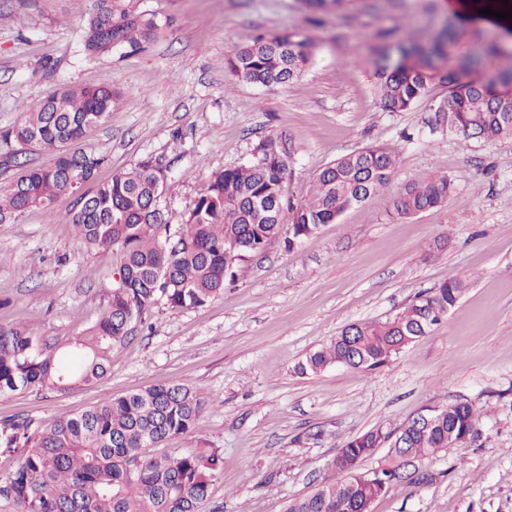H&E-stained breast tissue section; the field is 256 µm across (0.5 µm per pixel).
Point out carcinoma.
<instances>
[{
    "mask_svg": "<svg viewBox=\"0 0 512 512\" xmlns=\"http://www.w3.org/2000/svg\"><path fill=\"white\" fill-rule=\"evenodd\" d=\"M347 0H303L312 21L345 7ZM169 24L166 17L137 10V0H93L82 33L89 56L136 47ZM459 31L449 23L434 39L386 41L375 49L374 74L382 107L403 112L427 98L436 85L447 94L425 121L429 133L469 140L512 138V51L480 29L474 49L456 54ZM315 43L288 33L259 37L228 57L240 82L291 84L309 66ZM116 93L106 88L71 86L26 109L24 120L4 138L53 151L49 168L21 165L23 172L0 193V220L33 206L51 207L73 191L70 176L94 181L104 158L82 147L87 128L107 121ZM260 158L212 175L193 209L176 227L165 222L158 202L167 177L159 160L147 159L119 173L91 194L74 201L68 222L82 250L119 247L122 285L112 289L109 308L95 325L66 346L27 327L0 326V395L27 389L69 391L103 377L114 351L163 303L192 309L224 296L238 264L282 238L288 249L334 224L349 209L386 187L394 174L392 150L371 146L325 164L311 193L295 202L286 194L290 153L270 138ZM453 192L445 175L432 174L405 185L394 207L411 218L442 206ZM463 289L445 281L419 294L384 321L354 324L298 364L302 374L333 365L374 371L389 364L416 339L427 335ZM204 397L182 382L159 384L107 401L43 430L32 422L9 421L0 441L20 449L23 460L0 482V504L14 512H201L209 485L221 465L216 448L157 454L154 449L189 433L206 409ZM483 413L468 401L440 407L429 427L411 418L400 431L402 452L424 460L442 451L480 447L485 442ZM387 430L378 427L346 440L331 466L351 471L288 502L285 512H359L396 487L388 456L370 476L359 469L373 455Z\"/></svg>",
    "mask_w": 512,
    "mask_h": 512,
    "instance_id": "obj_1",
    "label": "carcinoma"
}]
</instances>
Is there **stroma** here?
<instances>
[{"label": "stroma", "instance_id": "1", "mask_svg": "<svg viewBox=\"0 0 512 512\" xmlns=\"http://www.w3.org/2000/svg\"><path fill=\"white\" fill-rule=\"evenodd\" d=\"M444 0H352L321 24L299 0H140L171 16L157 38L95 59L82 47L89 0H0V134L24 110L69 85L119 98L84 147L105 182L136 163L167 166V223L193 208L212 173L256 160L268 138L294 149L287 193L303 200L318 170L370 145L396 154L389 187L285 250L242 262L221 298L194 309L153 307L99 380L69 392L0 396V423L46 427L139 389L181 381L208 401L176 450L218 448L223 464L203 512H284L335 480L331 460L350 437L390 430L426 408L467 399L489 411L479 448L422 462L427 485L404 483L371 512H512V139L429 134L423 121L447 93L435 87L404 112L383 109L371 58L381 34L435 35ZM298 32L316 44L293 84L238 83L226 59L260 36ZM439 173L446 204L410 219L393 202L408 182ZM72 195L52 211L0 222V325L23 324L67 343L108 307L117 248L78 249ZM459 279L448 315L389 365L299 374L306 355L355 322L385 320L433 286Z\"/></svg>", "mask_w": 512, "mask_h": 512}]
</instances>
